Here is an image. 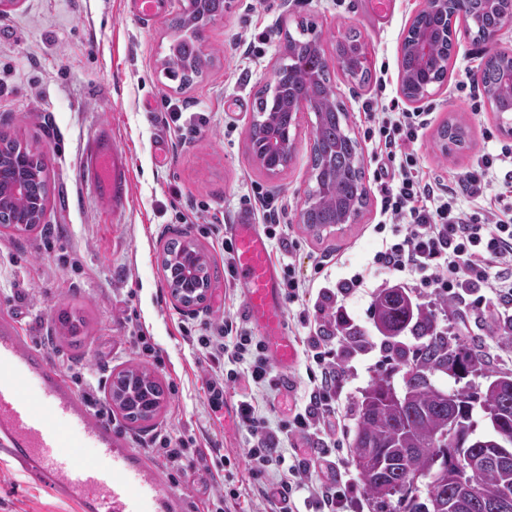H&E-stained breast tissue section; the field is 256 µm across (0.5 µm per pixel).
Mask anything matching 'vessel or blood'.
Listing matches in <instances>:
<instances>
[{
    "instance_id": "1",
    "label": "vessel or blood",
    "mask_w": 512,
    "mask_h": 512,
    "mask_svg": "<svg viewBox=\"0 0 512 512\" xmlns=\"http://www.w3.org/2000/svg\"><path fill=\"white\" fill-rule=\"evenodd\" d=\"M82 174L96 190L102 211L130 201L127 154L109 132L87 145ZM228 231L237 250L238 276L246 286L244 306L280 366L295 358L280 301L275 266L251 217L239 216ZM93 448V460L78 449ZM0 454L16 469L78 512H172L178 500L154 466L119 447L110 424L99 420L47 353L23 335L10 317L0 318Z\"/></svg>"
}]
</instances>
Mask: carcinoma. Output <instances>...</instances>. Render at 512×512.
I'll list each match as a JSON object with an SVG mask.
<instances>
[{
	"instance_id": "cac0c4a2",
	"label": "carcinoma",
	"mask_w": 512,
	"mask_h": 512,
	"mask_svg": "<svg viewBox=\"0 0 512 512\" xmlns=\"http://www.w3.org/2000/svg\"><path fill=\"white\" fill-rule=\"evenodd\" d=\"M285 43L294 46L295 55L287 61L293 74L296 92L318 104L317 135L311 167V193L317 195L308 212L304 227L319 231L333 226L335 205L351 207L362 199L364 179L358 164L359 143L348 136L344 120L333 111V88L328 69L310 40L285 34ZM454 50L452 41H438L434 46L436 63L432 78L442 82L448 74ZM504 58L495 52L486 57L479 79L493 111H512V95L493 97L498 87ZM168 64L182 73L185 81L200 74L205 66L202 51L192 38H182L171 48ZM282 92L262 89L258 92L257 111L269 113ZM444 143L461 147L465 132L448 124L440 132ZM23 163L21 173L27 182L26 193L16 196L11 186L16 176L15 165ZM0 190L7 194L0 208V222H12L19 213L28 215L31 225L40 220L41 212L34 202L46 197L45 164L43 160L17 141L0 144ZM372 316L379 331L394 327L410 330L421 343L409 349L392 343L391 358L405 368L402 394L394 396L390 379L380 374L362 392L355 405L356 430L353 438V462L363 482L374 512H421L419 486L413 479L435 473L459 463L461 452H473L468 444L450 448L439 436L448 430V418H454L457 430L465 434L473 426L475 406L497 409L501 430L512 436V384L490 389H462L451 392L434 391L427 378L436 373H452L464 379L478 373L486 374L479 355L460 342H451L436 333L435 315L412 301L401 288L380 292L372 306ZM147 384V392L160 396L157 384L137 370H128L112 381V401L129 411L134 404L133 386ZM478 499L491 502L499 497L501 488L512 485V461L504 466L480 470L473 475ZM438 512H481L466 489L436 487Z\"/></svg>"
}]
</instances>
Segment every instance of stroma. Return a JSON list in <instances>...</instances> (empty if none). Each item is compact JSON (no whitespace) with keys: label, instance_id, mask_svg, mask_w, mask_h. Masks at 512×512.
<instances>
[{"label":"stroma","instance_id":"35a3bbf8","mask_svg":"<svg viewBox=\"0 0 512 512\" xmlns=\"http://www.w3.org/2000/svg\"><path fill=\"white\" fill-rule=\"evenodd\" d=\"M187 0H163L161 14L143 18L136 0H20L0 17V131L19 138L46 163L44 223L26 231L0 227V314L45 350L54 367L71 372L93 367L103 388L120 371L138 369L163 388L150 420L130 421L115 410V433L160 469L182 500V512H208L209 497L224 478L225 454L245 448L236 404L246 384L224 388V405L212 411L204 365L191 353L190 338L208 335L225 316L243 317L244 285L228 286L219 232L246 209L241 198L261 185L283 206L282 221L300 243L294 255L302 276L335 288L370 262L380 237L379 185L372 145L364 137L362 104L397 100L401 109L428 112L416 150L424 172L451 183L483 154L512 146L481 85L463 87V69H481L487 44L475 40L464 21L455 23V56L443 83L413 104L400 90L398 57L403 36L424 0H232L208 24L200 42L210 63L200 77L182 83L166 66L172 19ZM311 24L326 59L351 29L361 33L372 78L361 85L338 69L330 74L348 128L359 141L367 205L356 223L307 232L297 222L311 186L310 148L314 115L296 131L293 158L277 177L267 176L250 150L249 126L256 92L272 78L286 33L299 21ZM271 41L261 45L262 30ZM387 84H379L380 73ZM180 106L181 131L169 128L170 106ZM464 127L468 146L442 154L438 131L447 122ZM108 128L130 159L132 196L126 209L100 215L95 191L81 174L88 140ZM191 240L209 257L211 287L191 308L171 296L161 267L169 242ZM324 261L315 271L316 261ZM380 273L347 300V310L370 342L369 355L341 359L343 394L355 403L373 377L389 375L403 385V367L385 357L383 338L371 319L377 289L395 283ZM502 320L471 324L467 342L497 372H512V336ZM150 336L156 357L137 354L135 332ZM196 438L212 459L210 469L176 474L153 455L156 430ZM267 476L240 467V497L230 512H273L260 488ZM0 512H78L39 488L0 455Z\"/></svg>","mask_w":512,"mask_h":512}]
</instances>
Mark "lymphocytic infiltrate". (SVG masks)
<instances>
[{"label":"lymphocytic infiltrate","mask_w":512,"mask_h":512,"mask_svg":"<svg viewBox=\"0 0 512 512\" xmlns=\"http://www.w3.org/2000/svg\"><path fill=\"white\" fill-rule=\"evenodd\" d=\"M364 112L366 135L377 149L380 211L388 220L374 227L382 240L373 266L400 275L401 288L451 303L461 333L473 316L511 310L512 204L504 195L512 193V147L482 155L446 188L422 170L414 149L426 124L424 113L401 111L394 102L380 109L369 102ZM254 197L267 217L265 236L286 258L284 298L299 304L314 284L296 274L291 257L297 244L279 220L274 197L259 189ZM365 283L363 273L357 272L323 293L326 321H311L307 310L299 309L297 321L308 331L303 356L309 389L303 403L278 426H271L265 416V404L275 401L288 381L269 361L263 342L244 323L230 320L218 325L215 334L197 339L196 348L207 364L211 409L222 404L225 385L242 380L266 394L262 402L256 395L238 401L237 418L249 442L240 453L225 458L224 468L244 463L254 474L273 470L275 478L262 493L279 512H361L363 507L358 482L330 455L346 434L343 403L336 392L343 371L333 329L349 323L343 301ZM149 448L176 471L206 461L195 439L166 430L153 434Z\"/></svg>","instance_id":"1"}]
</instances>
